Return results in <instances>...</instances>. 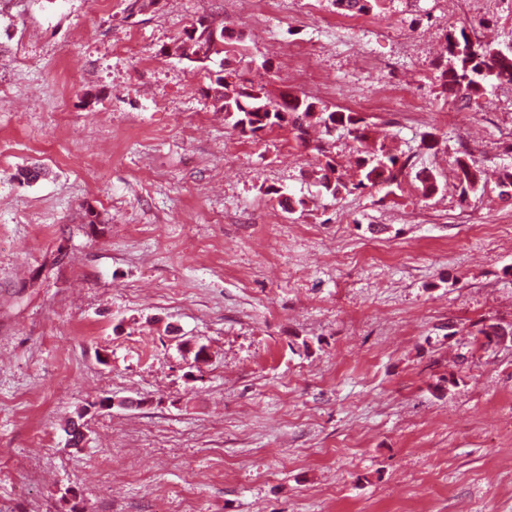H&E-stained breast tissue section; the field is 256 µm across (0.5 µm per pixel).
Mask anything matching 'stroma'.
Listing matches in <instances>:
<instances>
[{"instance_id": "obj_1", "label": "stroma", "mask_w": 512, "mask_h": 512, "mask_svg": "<svg viewBox=\"0 0 512 512\" xmlns=\"http://www.w3.org/2000/svg\"><path fill=\"white\" fill-rule=\"evenodd\" d=\"M202 15L242 33L250 78L359 113L366 143L233 130L218 62L167 52ZM342 15L0 0V512H512V341L471 339L512 325V88L464 110L436 79L448 31L512 43V0ZM380 145L446 190L316 185ZM456 181L460 195L465 196L469 191L474 190L481 180V169L473 160H459L457 163ZM472 173H469V170Z\"/></svg>"}]
</instances>
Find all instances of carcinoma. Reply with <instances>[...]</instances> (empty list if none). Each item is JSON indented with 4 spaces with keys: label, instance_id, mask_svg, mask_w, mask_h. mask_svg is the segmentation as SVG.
Wrapping results in <instances>:
<instances>
[{
    "label": "carcinoma",
    "instance_id": "carcinoma-1",
    "mask_svg": "<svg viewBox=\"0 0 512 512\" xmlns=\"http://www.w3.org/2000/svg\"><path fill=\"white\" fill-rule=\"evenodd\" d=\"M385 0H334L339 9L369 13L380 9ZM193 24L198 26L197 37L179 36L173 42L178 57L191 59L202 45L207 43L214 22L200 16ZM447 61L441 67L438 79L448 96L468 106L480 104L491 81L512 84V55L500 56V50L488 44L471 40L467 28L452 30L446 37ZM470 43L465 53L454 54L456 43ZM221 53L220 66L224 67V80H215L212 87L214 107L224 112L232 128L242 133L256 135L259 132L289 128L296 138L306 142L307 129L316 123L326 134L337 130L346 132L358 141L367 137L369 125L354 112L331 109L326 105L290 94L281 100L269 96L265 85L240 74L249 67V53L242 37H227ZM356 179L347 181L334 161H325L320 177L321 186L333 196L342 192L366 189L368 187L390 188L401 183L400 177L409 166V160H401L381 146L363 151L355 162ZM481 180V169L475 161L462 159L457 163L456 181L460 195L465 196L474 190ZM416 190L424 198L436 195L441 188L440 176L428 171L415 172Z\"/></svg>",
    "mask_w": 512,
    "mask_h": 512
}]
</instances>
